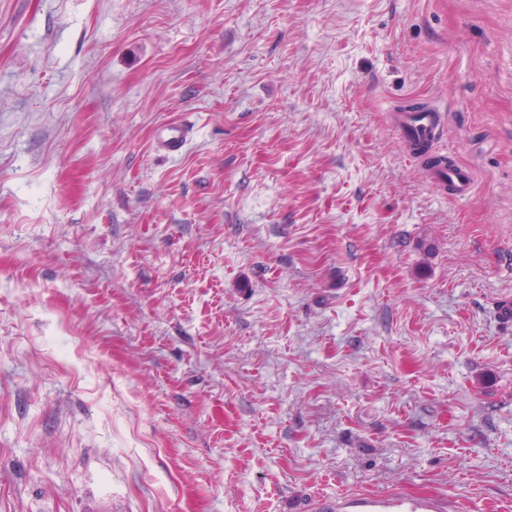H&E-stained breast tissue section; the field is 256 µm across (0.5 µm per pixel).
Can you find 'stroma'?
Instances as JSON below:
<instances>
[{
  "label": "stroma",
  "mask_w": 512,
  "mask_h": 512,
  "mask_svg": "<svg viewBox=\"0 0 512 512\" xmlns=\"http://www.w3.org/2000/svg\"><path fill=\"white\" fill-rule=\"evenodd\" d=\"M509 295L512 0H0V512H512ZM391 112V124L400 132L406 152L415 159H419L421 154L412 143L414 138L427 140L429 151H432L445 134L447 116L433 106H426L419 111ZM189 132L181 125H170L163 129L159 147L168 151L170 155L178 154L185 142L187 141ZM432 175L437 185L448 189V196L451 198L467 199L474 191L473 172L462 163H445L432 171Z\"/></svg>",
  "instance_id": "stroma-1"
}]
</instances>
